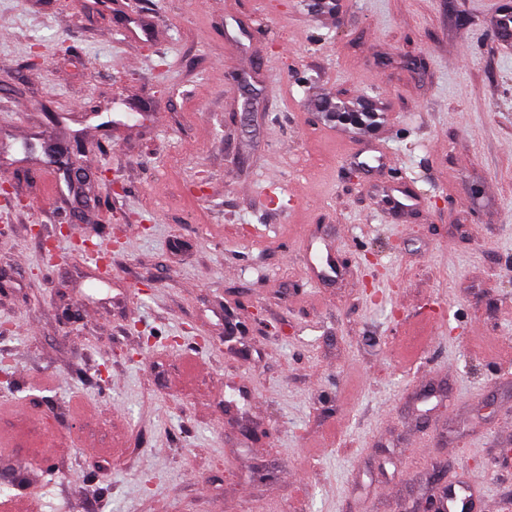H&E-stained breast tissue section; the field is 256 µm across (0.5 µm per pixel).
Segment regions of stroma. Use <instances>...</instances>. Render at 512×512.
I'll list each match as a JSON object with an SVG mask.
<instances>
[{
    "instance_id": "1",
    "label": "stroma",
    "mask_w": 512,
    "mask_h": 512,
    "mask_svg": "<svg viewBox=\"0 0 512 512\" xmlns=\"http://www.w3.org/2000/svg\"><path fill=\"white\" fill-rule=\"evenodd\" d=\"M310 2L0 0L14 512H512V0Z\"/></svg>"
}]
</instances>
